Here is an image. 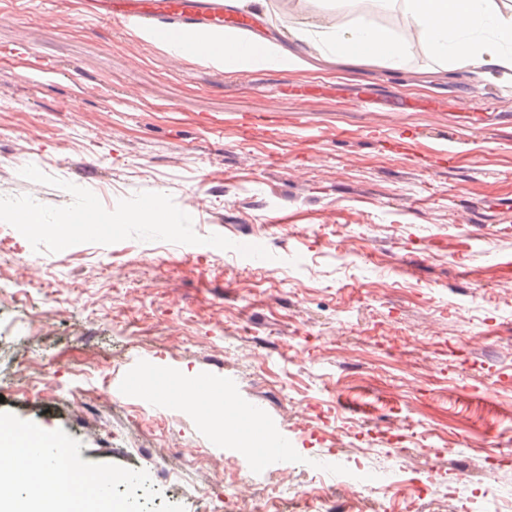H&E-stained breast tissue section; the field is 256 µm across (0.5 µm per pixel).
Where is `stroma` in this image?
<instances>
[{
  "instance_id": "1",
  "label": "stroma",
  "mask_w": 512,
  "mask_h": 512,
  "mask_svg": "<svg viewBox=\"0 0 512 512\" xmlns=\"http://www.w3.org/2000/svg\"><path fill=\"white\" fill-rule=\"evenodd\" d=\"M296 0L262 36L291 50ZM470 93L478 115L460 110ZM407 100L397 109L396 98ZM273 112L269 139L242 116ZM512 78L449 71L416 47L394 70L312 61L229 72L174 57L92 0H0V195L65 206L29 164L109 210L170 195L199 236L270 252L128 239L33 252L0 244V412L64 430L80 457L146 471L185 512H328L322 486L383 463L413 421L438 457L405 456L397 489L348 512H457L495 490L512 512ZM466 224H455L456 215ZM51 311L49 324L37 318ZM258 410L235 442L181 394ZM288 440L257 468L254 435ZM254 494L220 495L239 473ZM449 481L445 499L429 488Z\"/></svg>"
}]
</instances>
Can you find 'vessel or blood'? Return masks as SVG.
Masks as SVG:
<instances>
[{"label": "vessel or blood", "instance_id": "1", "mask_svg": "<svg viewBox=\"0 0 512 512\" xmlns=\"http://www.w3.org/2000/svg\"><path fill=\"white\" fill-rule=\"evenodd\" d=\"M108 18L130 27L174 25L203 32L232 26L250 29L251 17L225 6L224 0H97Z\"/></svg>", "mask_w": 512, "mask_h": 512}]
</instances>
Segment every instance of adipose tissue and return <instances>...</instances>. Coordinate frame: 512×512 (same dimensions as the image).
<instances>
[{"instance_id":"1","label":"adipose tissue","mask_w":512,"mask_h":512,"mask_svg":"<svg viewBox=\"0 0 512 512\" xmlns=\"http://www.w3.org/2000/svg\"><path fill=\"white\" fill-rule=\"evenodd\" d=\"M356 0H321L327 20H302L288 27L293 42L340 63H381L401 68L414 44L425 45L449 68H467L488 76L512 71V12L503 11L497 0H402L414 22V33L402 36L363 16L340 22V15ZM143 40L164 46L173 55L199 59L224 71L293 69L308 67V60L284 53L267 39L245 42L231 31L171 33L163 28H142Z\"/></svg>"}]
</instances>
